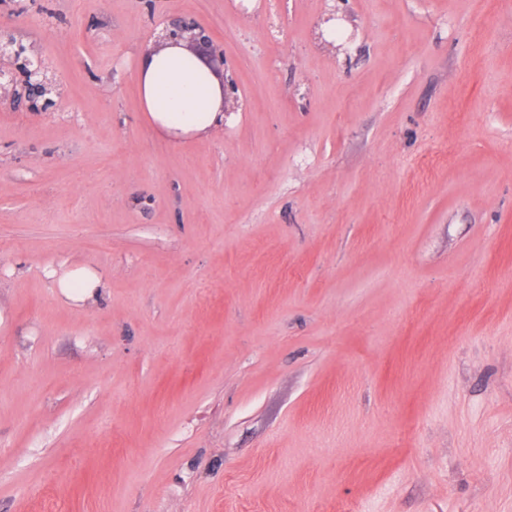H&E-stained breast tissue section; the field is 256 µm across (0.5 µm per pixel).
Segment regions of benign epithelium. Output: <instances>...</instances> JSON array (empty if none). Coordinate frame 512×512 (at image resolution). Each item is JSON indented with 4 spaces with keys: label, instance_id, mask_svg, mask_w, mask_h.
I'll return each mask as SVG.
<instances>
[{
    "label": "benign epithelium",
    "instance_id": "benign-epithelium-1",
    "mask_svg": "<svg viewBox=\"0 0 512 512\" xmlns=\"http://www.w3.org/2000/svg\"><path fill=\"white\" fill-rule=\"evenodd\" d=\"M163 38L186 41L187 48L199 55L213 46L210 32L193 22L181 21L165 30ZM8 65L0 66V92L11 97H25L33 106L47 109L54 104L51 97L53 86L46 76L42 59L16 45L6 33L0 35V60Z\"/></svg>",
    "mask_w": 512,
    "mask_h": 512
}]
</instances>
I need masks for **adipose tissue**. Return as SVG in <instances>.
<instances>
[{
  "label": "adipose tissue",
  "instance_id": "obj_1",
  "mask_svg": "<svg viewBox=\"0 0 512 512\" xmlns=\"http://www.w3.org/2000/svg\"><path fill=\"white\" fill-rule=\"evenodd\" d=\"M141 108L152 128L171 140L205 137L223 128L224 83L183 44L164 41L137 61ZM60 294L83 302L104 288L102 275L86 266L46 271Z\"/></svg>",
  "mask_w": 512,
  "mask_h": 512
}]
</instances>
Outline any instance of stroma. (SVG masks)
I'll use <instances>...</instances> for the list:
<instances>
[{"mask_svg":"<svg viewBox=\"0 0 512 512\" xmlns=\"http://www.w3.org/2000/svg\"><path fill=\"white\" fill-rule=\"evenodd\" d=\"M210 30L238 108L159 136ZM0 512H512V0H0ZM99 270L92 304L43 270ZM163 39L185 40L199 55L213 46L210 32L194 22L179 21ZM176 42L150 47L137 61L142 112L155 132L170 140L209 136L224 128V112H235L234 102L224 96V81ZM0 60H7V66H0V91L4 95L22 98V93L32 106L47 109L54 100L52 83L48 81L42 59L27 53L16 45L7 33L0 30ZM41 102V103H40Z\"/></svg>","mask_w":512,"mask_h":512,"instance_id":"1","label":"stroma"}]
</instances>
